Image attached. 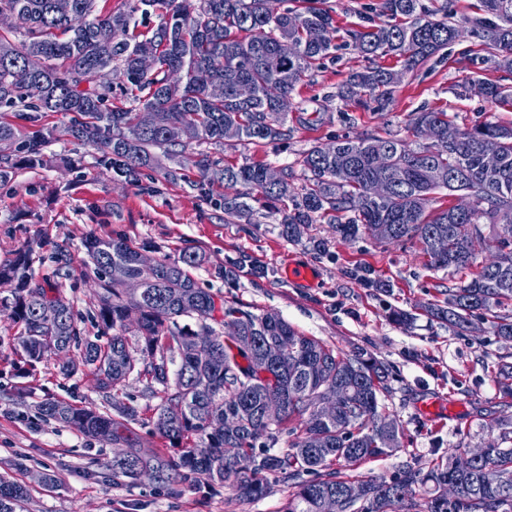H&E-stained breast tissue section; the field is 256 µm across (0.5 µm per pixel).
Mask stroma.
Masks as SVG:
<instances>
[{"mask_svg": "<svg viewBox=\"0 0 512 512\" xmlns=\"http://www.w3.org/2000/svg\"><path fill=\"white\" fill-rule=\"evenodd\" d=\"M328 2L336 12L338 48L292 93L287 143L228 145L220 153L226 163L248 157L276 168L286 165L293 168L292 183L298 187L304 183L298 161L312 145L345 136L404 138L412 114L424 108L447 112L460 128L512 125V105L487 99L474 84L478 78L499 82L504 74L470 32L449 44L445 58H433L407 75L389 111L339 100L338 89L365 64L347 44L346 32L365 25L368 0ZM0 119L29 135L46 128L55 132L39 162L19 152L0 162L10 172L0 181V265L13 260L16 250L32 246L36 279L57 285L73 304L81 336L101 333L92 317L94 275L83 265L87 239L122 238L154 259H174L192 248L201 256L192 275L217 300L256 315L277 313L298 333L336 351L368 352L387 364L381 402L384 414L404 429L402 446L354 467V474L388 479L409 462L430 470L452 449L476 448L497 436L498 419L512 413V395L494 379L498 369L512 366V342L495 336L486 323L470 332H451L425 312L444 300L448 287L467 282L469 273L432 268L418 245L388 246L366 234L346 239L326 223L308 225L299 240L291 241L282 236L276 212L257 224L234 222L224 212L227 188L199 187L195 145L185 150L175 176L155 167L127 181L100 152L66 135L65 114L41 113L29 120L1 107ZM59 245L72 258L63 270L51 259ZM291 265L312 268L315 279L285 280L283 271ZM13 292V283L0 282V476L28 486L21 512H284L293 488L279 478L270 479L256 500L200 482L162 489L148 481L131 485L113 479L111 448L73 427L44 420L39 403L55 397L107 413L116 399L133 405L139 411L137 432L168 454L170 443L153 432L155 399L145 381L134 377L117 398L105 397L82 366L65 376L48 361L32 375L21 374L13 343L19 332ZM396 312L411 314V322H395ZM42 473L53 475L52 485L39 482Z\"/></svg>", "mask_w": 512, "mask_h": 512, "instance_id": "35a3bbf8", "label": "stroma"}]
</instances>
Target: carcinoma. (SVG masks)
Returning <instances> with one entry per match:
<instances>
[{"label": "carcinoma", "instance_id": "obj_1", "mask_svg": "<svg viewBox=\"0 0 512 512\" xmlns=\"http://www.w3.org/2000/svg\"><path fill=\"white\" fill-rule=\"evenodd\" d=\"M289 1L291 6L280 4ZM67 16L56 12L55 0H0V15L13 16L22 35L20 44L0 34V104L19 112H61L70 116L66 133L81 145L101 152L117 174L133 180L163 154L174 160L192 144L222 149L227 142L257 145L288 137V113L279 99L320 68L335 48L333 9L326 0H138L128 11L101 13L98 0H71ZM483 14L472 27L490 50L498 69L512 73V0H481ZM158 12L151 35L130 33L135 14ZM370 25L349 32L368 62L352 73L337 97L358 107L376 104L380 110L394 101L402 73L412 72L457 40L462 29L450 20L434 19L435 10L423 0H378ZM38 54L40 70H26L27 58ZM150 55L155 68L145 73L140 58ZM396 57L403 72L383 67L378 59ZM142 93V109L167 113L161 130L143 125L134 108L105 105L114 67ZM102 79L100 84L93 81ZM88 82L89 88H81ZM487 96L511 101L512 86L484 83ZM431 126L435 139L411 146L403 138L344 137L317 144L302 154L305 183L295 192L288 167L281 168L280 186L265 180L268 165L245 160L226 165L208 153L197 168L199 185L242 187L224 198V213L251 221L254 204L292 202L279 221L283 236L299 238L308 224L325 220L345 237L362 233L384 244L416 241L435 269L459 272L473 265L482 243L478 224L497 227V253L471 280L447 290L428 313L466 332L472 317L490 318L493 333L512 341V314H499L512 301V127L486 123L459 128L448 144V113L423 110L414 114L408 132L422 138ZM54 136L49 129L28 138L11 123L0 121V145L37 158ZM486 138L497 140L498 168L481 162ZM377 146L389 152L381 169L371 156ZM386 179L389 195L373 198L368 185ZM460 190L473 197L463 215L454 208L432 209L433 194ZM86 265L94 267L98 299L96 318L112 336L105 344L84 341L81 361L105 376L101 392L118 391L131 376L150 382L158 399L154 429L176 449L159 452L143 441L134 425L136 407L112 402L105 414L64 399L46 398L38 406L47 420L76 427L103 447L125 446V456L112 460V477L138 483L143 469L155 471L158 485L172 487L188 480L213 488L228 485L246 499L261 498L269 477L296 485L284 512H321L322 499L336 496L337 512H512V414L502 417L499 435L485 444V455L471 470L459 472L448 461L424 473L405 465L389 480L356 479L336 466L387 456L401 447L403 426L381 413L387 369L368 353L346 355L317 339L303 336L275 313L253 315L217 306L213 294L197 286L190 269L200 262L196 251L176 259L164 257L151 267L138 262L139 251L127 241L93 238L86 244ZM142 284L139 299L126 294V281ZM0 280L16 283L13 311L21 325L17 345L34 365L76 342L79 331L73 305L50 285L36 280L29 255L20 253L0 267ZM223 320L216 321L215 313ZM139 316L144 346L134 353L124 336L125 321ZM193 318L200 330L179 325ZM233 320L234 335L212 326ZM193 336L201 337L194 355H180L172 371L168 356ZM253 336L252 347L239 337ZM348 393L336 417L323 419L317 403ZM266 398L284 402V413L271 421L262 415ZM182 411L171 424L166 413ZM236 418L238 429L221 433L207 426L208 416ZM290 424L288 449L275 448L276 433ZM320 431L323 441L313 448L308 434ZM249 453V473L236 468L237 456ZM313 474L315 478L303 479ZM457 487L448 498V483ZM359 489L355 498L347 489ZM26 485L0 476V512H17L28 497Z\"/></svg>", "mask_w": 512, "mask_h": 512}]
</instances>
